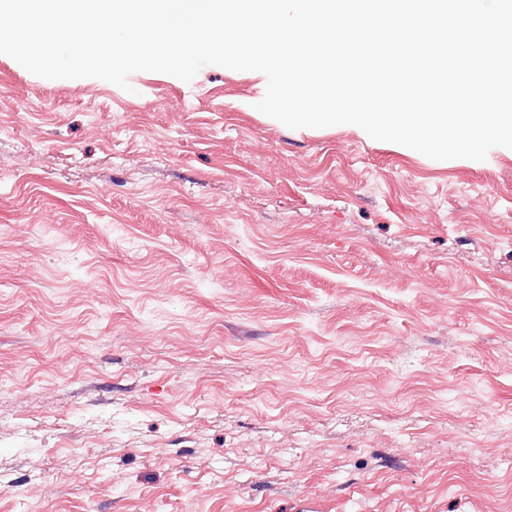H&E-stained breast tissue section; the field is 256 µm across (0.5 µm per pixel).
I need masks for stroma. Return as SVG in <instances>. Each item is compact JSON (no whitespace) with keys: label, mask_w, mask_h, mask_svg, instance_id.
<instances>
[{"label":"stroma","mask_w":512,"mask_h":512,"mask_svg":"<svg viewBox=\"0 0 512 512\" xmlns=\"http://www.w3.org/2000/svg\"><path fill=\"white\" fill-rule=\"evenodd\" d=\"M128 82L0 54V512H512V149Z\"/></svg>","instance_id":"obj_1"}]
</instances>
